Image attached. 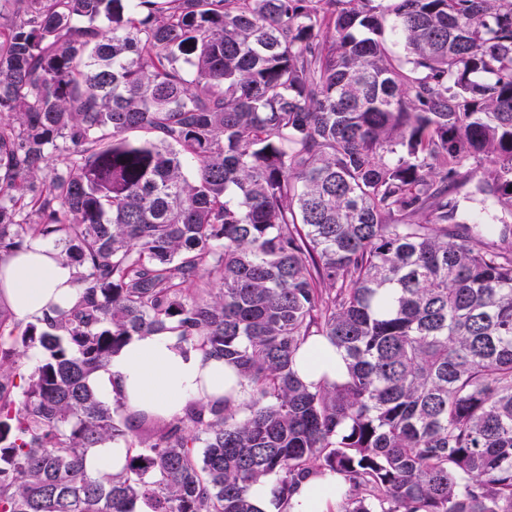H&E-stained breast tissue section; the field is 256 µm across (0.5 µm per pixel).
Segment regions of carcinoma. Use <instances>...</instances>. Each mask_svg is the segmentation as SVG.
<instances>
[{"label":"carcinoma","mask_w":512,"mask_h":512,"mask_svg":"<svg viewBox=\"0 0 512 512\" xmlns=\"http://www.w3.org/2000/svg\"><path fill=\"white\" fill-rule=\"evenodd\" d=\"M3 8L0 257L52 240L79 297L0 305V512H261L265 478L286 512L325 472L337 512H512V0ZM469 182L497 223L460 220ZM166 331L250 402L88 387ZM312 336L344 380L298 377ZM109 440L123 470L88 474ZM275 482L273 479H263L251 488V496L255 504L265 507L270 500L274 498ZM268 512H279L276 502L273 499L269 506Z\"/></svg>","instance_id":"1"}]
</instances>
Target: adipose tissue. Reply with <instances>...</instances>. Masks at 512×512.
<instances>
[{
	"label": "adipose tissue",
	"instance_id": "obj_1",
	"mask_svg": "<svg viewBox=\"0 0 512 512\" xmlns=\"http://www.w3.org/2000/svg\"><path fill=\"white\" fill-rule=\"evenodd\" d=\"M77 298L75 268L47 240L32 239L23 250L0 258V303L17 320H40L52 308H71ZM296 370L302 381L317 382L340 379L346 368L342 354L314 336L299 350ZM88 385L99 398L165 418L179 415L191 401L223 398L240 405L250 398L232 364L204 356L172 332L132 337L105 368L90 375ZM345 489L336 474L310 476L292 495L288 512H336Z\"/></svg>",
	"mask_w": 512,
	"mask_h": 512
}]
</instances>
